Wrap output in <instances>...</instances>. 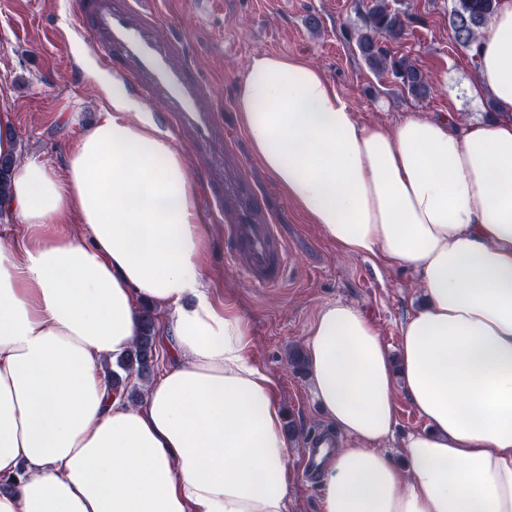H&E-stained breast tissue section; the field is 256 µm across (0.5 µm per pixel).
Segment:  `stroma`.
<instances>
[{
	"label": "stroma",
	"mask_w": 512,
	"mask_h": 512,
	"mask_svg": "<svg viewBox=\"0 0 512 512\" xmlns=\"http://www.w3.org/2000/svg\"><path fill=\"white\" fill-rule=\"evenodd\" d=\"M375 0H161V34L183 35L196 67L206 76L225 124L238 120L236 98L248 60L260 53L298 55L319 66L352 102L364 124L396 125L408 116L437 119L455 113L464 121L487 119L491 100L473 102L468 87L478 59L459 46L448 25L453 0H388L409 18L402 39L388 42L407 56L433 86L415 100L390 76L375 75L348 42ZM73 0H0V134L16 142L18 161L60 165L68 148L96 118L113 72L79 33ZM233 146L245 171V187L277 226L288 258L285 281L259 288L243 266L224 258V223L205 217L204 279L213 297L233 306L249 333V352L276 381L285 426L299 453L291 459L289 512H322L320 482L303 474L301 448L313 432L332 424L315 400L306 371L287 363L292 347H304L318 311L342 301L360 308L390 350L400 327L424 297L416 275L382 257L341 254L281 193L255 157L244 130Z\"/></svg>",
	"instance_id": "stroma-1"
}]
</instances>
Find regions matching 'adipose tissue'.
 <instances>
[{"label": "adipose tissue", "instance_id": "adipose-tissue-1", "mask_svg": "<svg viewBox=\"0 0 512 512\" xmlns=\"http://www.w3.org/2000/svg\"><path fill=\"white\" fill-rule=\"evenodd\" d=\"M468 88L500 118L360 123L298 56H252L236 100L284 196L353 255L412 269L425 301L390 354L357 307L321 308L312 392L347 445L322 512H512V0ZM62 169L12 168L0 231V512H288L292 448L243 318L204 281L196 182L173 137L113 78ZM77 215L87 233L48 227ZM165 313L172 363L130 404L103 363ZM423 420L398 452L395 389Z\"/></svg>", "mask_w": 512, "mask_h": 512}]
</instances>
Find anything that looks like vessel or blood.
I'll return each mask as SVG.
<instances>
[{
	"instance_id": "obj_1",
	"label": "vessel or blood",
	"mask_w": 512,
	"mask_h": 512,
	"mask_svg": "<svg viewBox=\"0 0 512 512\" xmlns=\"http://www.w3.org/2000/svg\"><path fill=\"white\" fill-rule=\"evenodd\" d=\"M158 0H76L88 40L103 63L128 74L136 90L165 104L164 118L188 133L208 158L212 212L224 215V256L241 260L252 283L279 284L287 257L276 225L257 215L254 201L243 200L242 164L224 135V125L207 99V83L191 67L186 41L161 37Z\"/></svg>"
}]
</instances>
